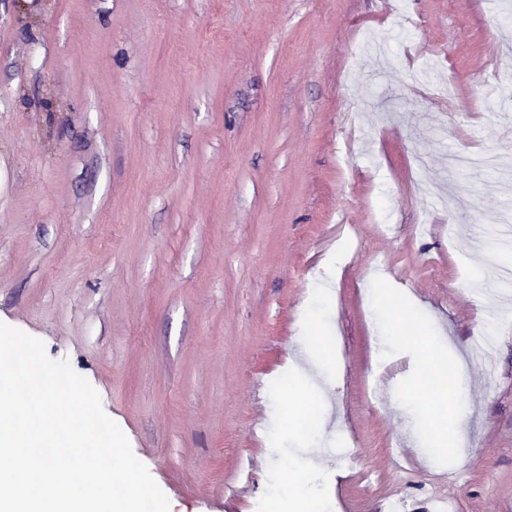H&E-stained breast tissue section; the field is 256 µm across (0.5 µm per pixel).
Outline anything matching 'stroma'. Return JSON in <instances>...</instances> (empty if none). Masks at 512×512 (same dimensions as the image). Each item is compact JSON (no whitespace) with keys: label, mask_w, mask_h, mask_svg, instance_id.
<instances>
[{"label":"stroma","mask_w":512,"mask_h":512,"mask_svg":"<svg viewBox=\"0 0 512 512\" xmlns=\"http://www.w3.org/2000/svg\"><path fill=\"white\" fill-rule=\"evenodd\" d=\"M499 80L512 0H0V322L89 380L170 512H512ZM341 251L325 403L288 358ZM374 270L469 400L458 446L407 404ZM293 390L332 408L295 495ZM319 468L315 458H310L307 470L305 472H299L295 469L293 463L288 461L284 463L282 469V479L288 487L299 490L306 482L312 473H318Z\"/></svg>","instance_id":"stroma-1"}]
</instances>
